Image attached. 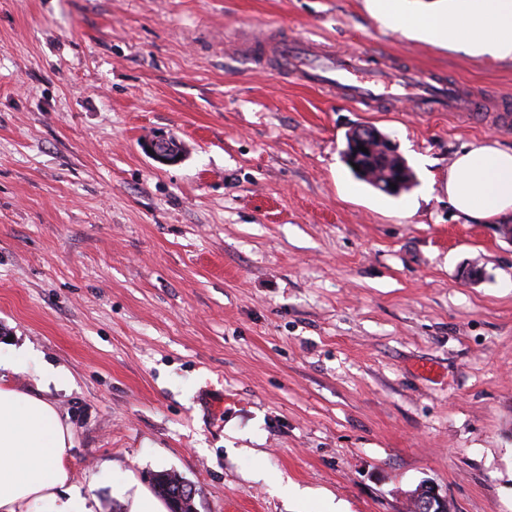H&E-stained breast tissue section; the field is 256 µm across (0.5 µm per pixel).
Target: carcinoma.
<instances>
[{
	"label": "carcinoma",
	"mask_w": 512,
	"mask_h": 512,
	"mask_svg": "<svg viewBox=\"0 0 512 512\" xmlns=\"http://www.w3.org/2000/svg\"><path fill=\"white\" fill-rule=\"evenodd\" d=\"M359 146V141L348 138L342 150L345 164L357 179L374 188L380 183H393L396 188L384 190V193L392 196L408 192L416 185L413 170L398 152H393L390 159L385 161L375 152H362ZM355 164L360 170L353 169ZM152 483L157 493L171 506V512H194V495L181 489L182 481L179 478L168 472H159L153 476Z\"/></svg>",
	"instance_id": "carcinoma-1"
}]
</instances>
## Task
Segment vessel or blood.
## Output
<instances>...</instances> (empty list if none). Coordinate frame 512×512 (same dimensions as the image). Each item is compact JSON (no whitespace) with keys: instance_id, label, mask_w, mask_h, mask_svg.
Wrapping results in <instances>:
<instances>
[{"instance_id":"1","label":"vessel or blood","mask_w":512,"mask_h":512,"mask_svg":"<svg viewBox=\"0 0 512 512\" xmlns=\"http://www.w3.org/2000/svg\"><path fill=\"white\" fill-rule=\"evenodd\" d=\"M246 63L257 67L280 62L300 83L336 94L356 106L410 101L434 112L478 115L482 101L465 95L452 80L419 78L407 67L391 68L366 54H340L309 38H255L237 49Z\"/></svg>"}]
</instances>
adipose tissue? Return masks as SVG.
<instances>
[{
  "instance_id": "1",
  "label": "adipose tissue",
  "mask_w": 512,
  "mask_h": 512,
  "mask_svg": "<svg viewBox=\"0 0 512 512\" xmlns=\"http://www.w3.org/2000/svg\"><path fill=\"white\" fill-rule=\"evenodd\" d=\"M404 0H374L380 21L472 55L512 59V0H456L414 16ZM448 201L465 221L486 224L512 215V149L490 141L465 145L448 167ZM73 433L53 401L0 377V512H96V503L66 491Z\"/></svg>"
}]
</instances>
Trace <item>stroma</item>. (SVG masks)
I'll list each match as a JSON object with an SVG mask.
<instances>
[{"instance_id":"obj_1","label":"stroma","mask_w":512,"mask_h":512,"mask_svg":"<svg viewBox=\"0 0 512 512\" xmlns=\"http://www.w3.org/2000/svg\"><path fill=\"white\" fill-rule=\"evenodd\" d=\"M258 32L512 99V59L385 26L370 0H0V350L28 358L10 381L67 418L98 512L160 471L195 512H407L423 483L452 512H512V241L445 189L463 145L512 134L226 52ZM361 125L410 192L352 175ZM157 134L179 162L146 153ZM350 134L357 140L366 139L368 136L375 137L377 141L375 150L382 155H390L393 152L394 143L391 138L376 133L371 127H354ZM357 140L352 141L347 134L345 148L341 152L345 164L357 179L392 196L408 192L416 185L413 170L396 150H394L390 159L385 162L377 153L370 151ZM360 145L368 149V153L362 152L359 149ZM353 164L359 165L360 171L355 170ZM379 166H383L380 182L388 186L393 183L396 185V189L392 187L390 189H380L378 187L377 182L370 175V170Z\"/></svg>"}]
</instances>
